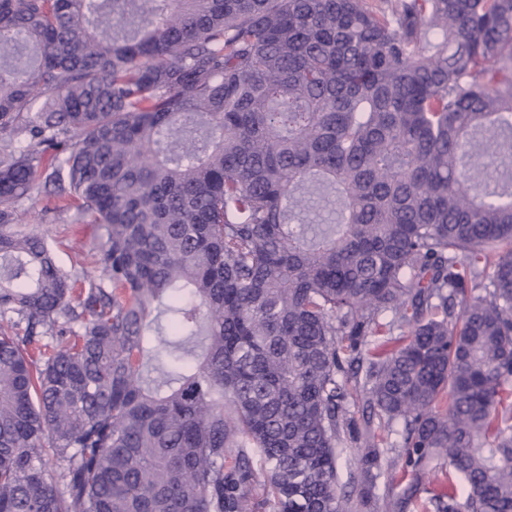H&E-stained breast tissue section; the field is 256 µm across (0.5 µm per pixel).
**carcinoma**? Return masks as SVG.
<instances>
[{"instance_id": "obj_1", "label": "carcinoma", "mask_w": 512, "mask_h": 512, "mask_svg": "<svg viewBox=\"0 0 512 512\" xmlns=\"http://www.w3.org/2000/svg\"><path fill=\"white\" fill-rule=\"evenodd\" d=\"M389 448L512 512V0H0V512H377ZM25 207L22 218L28 229L53 242L57 260L64 268L81 270L77 262L87 253L97 251L99 237L95 226L78 223L73 210L62 214L49 210L52 203L44 195L26 201Z\"/></svg>"}]
</instances>
